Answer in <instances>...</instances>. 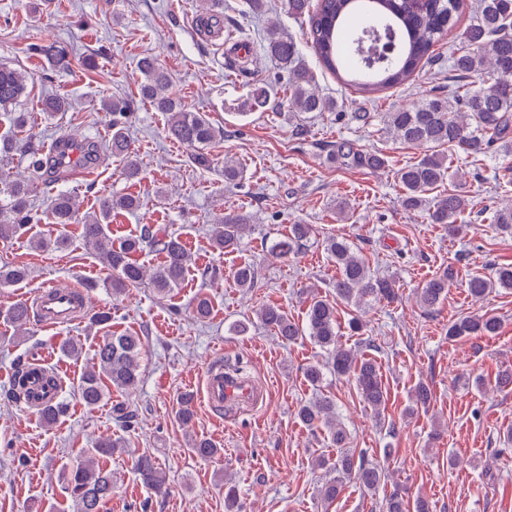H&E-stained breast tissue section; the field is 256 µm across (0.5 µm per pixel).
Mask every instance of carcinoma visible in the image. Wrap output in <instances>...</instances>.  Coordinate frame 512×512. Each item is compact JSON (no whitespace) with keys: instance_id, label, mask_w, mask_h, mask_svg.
Here are the masks:
<instances>
[{"instance_id":"obj_1","label":"carcinoma","mask_w":512,"mask_h":512,"mask_svg":"<svg viewBox=\"0 0 512 512\" xmlns=\"http://www.w3.org/2000/svg\"><path fill=\"white\" fill-rule=\"evenodd\" d=\"M288 14L307 16L306 45L313 52L322 71L333 75L340 83L354 88L365 99L374 101L385 91L409 83L425 59L437 56L435 47L456 24L459 0H286ZM470 48L448 57V66L456 79L477 80V84L457 85L446 94H434L411 109L382 113L385 131L392 138L407 144H434L456 147L467 155L486 156L496 151L512 153V0H479L473 22L465 31ZM279 69L287 74L283 95L267 83H256L240 103L239 109L250 112L322 113L336 110V101L319 95L313 88L314 77L306 66L297 44L290 38L271 37L263 44ZM37 53L57 71L70 68L66 48L40 45ZM142 75L138 96L157 112L166 115L168 137L194 149L192 162L201 169L211 168L212 159L202 147L224 137V129L214 126L206 114L194 112L171 97L166 89L170 75L152 56L138 62ZM27 94V77L8 63L0 62V115L17 129H22L26 116L16 111L19 101ZM72 107L70 99L51 96L42 102L43 114L52 118ZM102 111L112 114L111 139L102 143L86 139L76 143L68 137L57 139V145L45 150L30 142L17 145L0 139V239L8 240L33 223L35 217L29 198L37 189L33 180L14 178L7 170L13 152L18 150L28 160V168L38 175L49 190L55 180L44 176L47 171L78 162L84 166L97 164L101 154L108 153L123 163L124 174L130 181L139 178L141 167L125 124L134 111L129 99H105ZM337 163L354 169H378L385 159L364 151L348 140H339L330 152ZM447 158L428 154L397 173L402 188L401 206L407 211L426 208V194L438 188L448 177ZM140 200L133 194L109 195L100 199L98 210L79 215L75 191L53 192L44 216L48 223L61 228L69 224L83 226L86 244L95 252L108 271L105 286L114 294L137 287L143 279V268L134 259L143 244L153 242L164 254L152 276L159 298L164 299L180 287L192 265V256L182 240L173 234H159L147 227L140 235L112 240L108 227L112 213L133 212ZM468 207L466 195L453 190L435 200L428 209L433 224H446L458 233L456 224ZM250 230L249 216L239 213L224 215L212 234L213 246L226 251L238 246ZM311 227L293 225L288 236L274 245L275 254L288 257L298 252ZM326 250L336 261V297L346 304L359 305L369 299L392 300L396 296L395 282L373 274L357 251L345 239H328ZM238 287L252 288L256 280L253 265L243 263L233 272ZM29 279L28 268L5 264L0 267V287L17 286ZM455 279L453 269L446 268L428 280L417 292V302L423 308L435 306L448 292ZM470 294L484 296L493 288L512 289V266L497 268L490 276L471 274L466 282ZM307 294L306 327L302 328L278 305L268 304L257 312L261 323L276 335L293 341L308 331L309 337L331 354L332 370L339 378L354 381L359 396L375 416H381L386 401V388L381 368L372 357H361L352 349L339 344L337 309L314 290ZM21 332L30 323L22 301L11 305L0 315ZM501 321L494 314L464 317L448 326V338L460 336H495ZM141 338L133 334H108L102 337L94 362L81 376L78 392L83 404L93 409L109 394V388L128 392L140 382L139 358ZM41 381L44 393L59 394V378L44 365L18 360L11 379L10 397L32 406L39 399L33 389V379ZM67 413V404L59 399L38 410L47 423H53ZM299 419L313 429L324 428L328 437L343 449L347 432L336 413V403L327 397L309 400L298 408ZM113 418L127 429L132 427L135 413L131 406L118 402L112 405ZM123 439L99 441L95 455L73 469L65 479L64 492L72 502L73 512H102L112 499L114 480L105 460L125 451ZM191 450L200 458L220 454L210 440L194 439ZM332 469L339 478L325 482L319 490L323 502H334L342 489L341 478L355 479L368 491L376 490L385 480L383 471L362 456L343 450L336 456ZM133 470L142 482L156 494L166 490V474L148 455L134 458ZM382 512H429L428 502L420 498L410 504L393 493L381 505Z\"/></svg>"}]
</instances>
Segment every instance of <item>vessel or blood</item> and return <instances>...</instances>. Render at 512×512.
Listing matches in <instances>:
<instances>
[{"mask_svg": "<svg viewBox=\"0 0 512 512\" xmlns=\"http://www.w3.org/2000/svg\"><path fill=\"white\" fill-rule=\"evenodd\" d=\"M29 298L34 302L40 322L48 327L72 321L77 310L87 306L86 293L72 288L43 286L32 291ZM201 394L209 407L218 412L255 407L265 400L263 386L220 364L208 366L202 379Z\"/></svg>", "mask_w": 512, "mask_h": 512, "instance_id": "vessel-or-blood-1", "label": "vessel or blood"}]
</instances>
